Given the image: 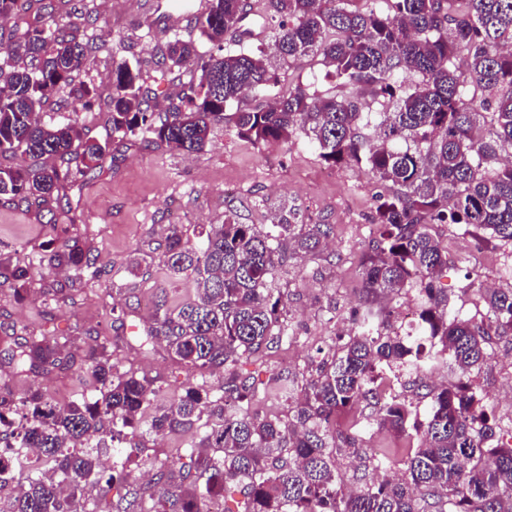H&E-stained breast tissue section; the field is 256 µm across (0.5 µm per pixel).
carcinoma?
<instances>
[{
	"mask_svg": "<svg viewBox=\"0 0 512 512\" xmlns=\"http://www.w3.org/2000/svg\"><path fill=\"white\" fill-rule=\"evenodd\" d=\"M36 0H0V16H18ZM270 0L272 36L251 45L226 34L247 17L244 0H206L194 15V33L175 36L164 64L199 65L197 84L165 112L155 110L142 71L112 68L110 135L100 140L65 119L44 123L51 93L68 88L87 110L93 89L71 86L85 59L74 32L28 24L10 37L0 58V201L56 208L74 223V182L101 173L113 141L140 136L147 143L194 154L211 126L228 120L241 141L262 147L302 138L325 164L364 167L390 192L379 197L374 237L363 274L373 291L416 290L420 297L416 341L382 333L384 322L370 306L355 313L357 330L322 359L302 395L289 403L288 419H258L239 412L259 385L283 398L288 379H260L270 348L294 338L281 297L268 287L288 257L315 250L331 234L327 224L297 231L296 214L283 206L274 233L252 224H212L194 243L182 224L168 225L164 241L172 279H191L197 299L174 309L160 290L152 322L124 334L125 313L113 314L121 334L92 359L98 395L59 405L41 391L16 400L0 390V437L14 442L15 458L37 450L48 472L20 486L5 512H74L88 485L124 493L115 512H148L149 489L128 481L125 464L135 433L146 423L159 435L196 429L200 455H182L178 471L159 468L166 486L154 512H201L214 497L241 486L224 512H512V444L503 442L493 412L470 382L487 358L492 333L512 332V288L485 294L496 323L451 314L448 296L434 287L447 258L429 224L482 230L512 246V0ZM203 44L210 45L206 52ZM322 57L327 76L355 95H328L313 81H299L288 95L250 111H224L240 99L265 96L280 83L276 58L299 66ZM369 89L370 99L362 97ZM49 265L96 276L85 246L68 240L53 250ZM26 264L0 262V286L17 299L31 284ZM8 363L30 373L70 370L78 354L44 336L4 337ZM449 352L458 382L429 389L421 411L378 381V366L408 365L420 374L432 367L423 343ZM165 345L177 365L204 377L224 370V385L186 389L179 401L145 420L156 381L120 373L113 352L144 354ZM377 407L372 425L407 433V448L381 449L374 468L401 465L396 479L347 492L336 481L332 447L340 439L356 452L357 438L338 430L340 415L361 399ZM110 421L112 429L104 430ZM109 450L116 470H99L95 453Z\"/></svg>",
	"mask_w": 512,
	"mask_h": 512,
	"instance_id": "carcinoma-1",
	"label": "carcinoma"
}]
</instances>
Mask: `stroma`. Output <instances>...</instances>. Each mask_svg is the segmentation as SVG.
<instances>
[{"label":"stroma","mask_w":512,"mask_h":512,"mask_svg":"<svg viewBox=\"0 0 512 512\" xmlns=\"http://www.w3.org/2000/svg\"><path fill=\"white\" fill-rule=\"evenodd\" d=\"M170 0H44L52 24L64 31L77 30L92 47L81 79L96 91L93 110L59 91L43 107L42 119L69 118L86 127L92 136L110 132L107 112L112 95V67L119 62L140 67L157 92L155 103L168 107L177 94L186 92L199 71L189 64L170 70L162 52L174 34H189L192 14L172 18ZM381 187L366 170L355 166L330 167L303 140L254 147L238 140L227 121L214 123L204 150L186 155L166 146L146 144L142 138L116 141L102 173L89 185L71 193L77 219L56 218L45 208L0 203V260L27 261L32 265L34 286L25 299L16 300L0 290V329L22 335L67 336L80 360L67 372L35 376L15 373L0 358V387L16 396L40 389L59 404L80 397L92 388L89 367L100 343L113 336L112 307H130L131 320L139 324L153 311L152 300L167 289L172 304L192 302L191 281L170 286L164 256V238L172 224L187 232L201 225L220 224L233 213L241 224L270 231L281 204L297 210L303 224H328L332 234L321 250L289 259L277 268L270 286L283 297L286 315L296 341L269 352L268 374L292 379L293 396H300L305 375L319 361V349H331L338 334L348 333L356 310L365 304L391 311L386 332L407 335L413 326L400 323L403 304L412 291L402 290L391 299L369 298L363 260L369 245V229L375 215V197ZM431 233L441 242L448 266L437 285L447 290L452 313L464 319L484 318V281L500 274L507 249L486 235L460 231L453 224H434ZM80 237L92 248L91 257L100 275L84 278V299L76 305L61 304L42 294L45 285L67 282L68 271L43 262V244ZM140 259L141 274H133L131 262ZM490 356L474 385L484 404L492 407L502 431L512 430L506 416L512 403L501 400L512 387V334L494 337ZM123 371L146 375L162 384L156 407L174 402L185 388L207 381L212 388L224 383L223 373L200 377L174 369L160 356L120 360ZM195 434L180 431L157 436L140 429L132 449L128 471L136 479L152 476L159 467L178 470L180 452ZM405 434L373 428L363 434L357 454L336 452V468L345 487L375 448L403 445Z\"/></svg>","instance_id":"35a3bbf8"}]
</instances>
